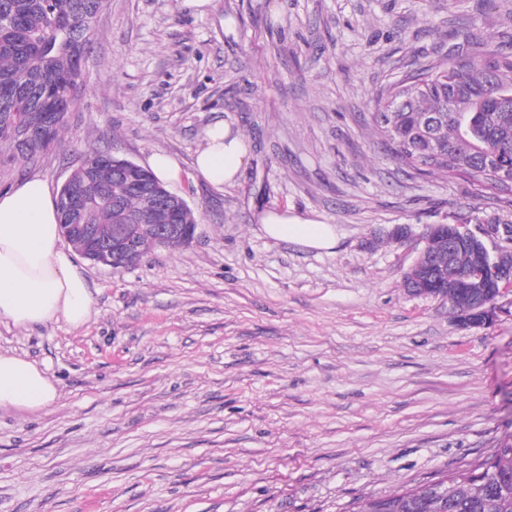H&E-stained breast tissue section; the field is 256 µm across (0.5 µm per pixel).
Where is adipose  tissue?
Wrapping results in <instances>:
<instances>
[{"label":"adipose tissue","mask_w":512,"mask_h":512,"mask_svg":"<svg viewBox=\"0 0 512 512\" xmlns=\"http://www.w3.org/2000/svg\"><path fill=\"white\" fill-rule=\"evenodd\" d=\"M247 159L242 136L218 121L204 133L194 171L210 185H231ZM256 219L264 235L275 241L325 251L336 245L334 227L320 221L270 209ZM91 302L82 268L61 245L47 183L31 176L0 191V320L24 329L57 318L79 326L87 321ZM57 396L56 385L34 363L0 353V409H43Z\"/></svg>","instance_id":"adipose-tissue-1"}]
</instances>
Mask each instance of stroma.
Wrapping results in <instances>:
<instances>
[{
  "label": "stroma",
  "mask_w": 512,
  "mask_h": 512,
  "mask_svg": "<svg viewBox=\"0 0 512 512\" xmlns=\"http://www.w3.org/2000/svg\"><path fill=\"white\" fill-rule=\"evenodd\" d=\"M466 28L512 53V0H104L68 131L0 190L57 191L88 148L161 152L196 238L128 270L78 258L80 326L0 322V352L58 389L0 409V512H350L512 441V299L463 327L402 286L428 225L512 224V205L403 171L366 123L381 86L455 57ZM217 121L248 150L220 188L193 170ZM261 209L331 224L336 245L269 239Z\"/></svg>",
  "instance_id": "35a3bbf8"
}]
</instances>
